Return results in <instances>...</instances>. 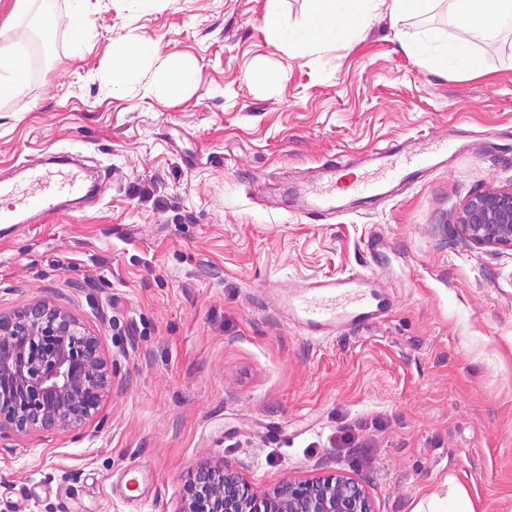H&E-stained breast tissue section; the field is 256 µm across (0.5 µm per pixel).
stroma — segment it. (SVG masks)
Masks as SVG:
<instances>
[{
  "instance_id": "obj_1",
  "label": "stroma",
  "mask_w": 512,
  "mask_h": 512,
  "mask_svg": "<svg viewBox=\"0 0 512 512\" xmlns=\"http://www.w3.org/2000/svg\"><path fill=\"white\" fill-rule=\"evenodd\" d=\"M14 2L0 47L30 70L0 101V172L71 153L100 180L81 209L0 234V309L51 298L117 364L103 422L0 458V512H175L188 474L219 459L259 492L342 469L376 512H414L452 476L474 512H512V251L463 246L455 224L470 196L512 184V40L478 43L483 71L459 81L403 47L447 43L442 10L291 58L266 0H87L83 58L62 22L40 62L33 12L6 21ZM133 34L196 61L186 97L102 94ZM435 132L456 151L390 197L300 215L327 160ZM348 273L374 275L386 310L300 334L289 286ZM137 464L148 489L131 500Z\"/></svg>"
}]
</instances>
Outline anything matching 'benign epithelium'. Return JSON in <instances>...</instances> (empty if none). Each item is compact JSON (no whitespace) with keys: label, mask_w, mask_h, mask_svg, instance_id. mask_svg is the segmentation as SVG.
Segmentation results:
<instances>
[{"label":"benign epithelium","mask_w":512,"mask_h":512,"mask_svg":"<svg viewBox=\"0 0 512 512\" xmlns=\"http://www.w3.org/2000/svg\"><path fill=\"white\" fill-rule=\"evenodd\" d=\"M456 225L467 247L512 250V185L470 197ZM101 337L43 297L0 312V449L36 433L82 434L112 390ZM175 512H376L366 487L334 470L285 478L259 495L224 461L192 470Z\"/></svg>","instance_id":"benign-epithelium-1"}]
</instances>
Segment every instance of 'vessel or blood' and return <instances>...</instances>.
I'll use <instances>...</instances> for the list:
<instances>
[{"mask_svg": "<svg viewBox=\"0 0 512 512\" xmlns=\"http://www.w3.org/2000/svg\"><path fill=\"white\" fill-rule=\"evenodd\" d=\"M448 149L447 134L428 135L377 149L373 171L349 177V161L337 159L325 166L323 177L312 186L306 216L319 220L335 215L340 195L368 200L381 197L384 187L409 179L433 158ZM25 182L0 176V223L31 224L43 222L57 212L60 200L78 198L84 192L79 171L65 170L53 175L30 166ZM367 277L324 278L298 283L288 298L294 320L307 334L326 336L341 327H350L377 318L384 310L379 294L369 289Z\"/></svg>", "mask_w": 512, "mask_h": 512, "instance_id": "b4317fda", "label": "vessel or blood"}]
</instances>
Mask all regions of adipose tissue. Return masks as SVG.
<instances>
[{
  "mask_svg": "<svg viewBox=\"0 0 512 512\" xmlns=\"http://www.w3.org/2000/svg\"><path fill=\"white\" fill-rule=\"evenodd\" d=\"M37 4L40 30L52 33L59 22H67L72 34V55L82 57L84 46L95 24L85 8V0H68L67 15H60L57 0H15L14 13L26 10L29 2ZM447 2L448 13L457 31L447 45L437 46L426 37L411 41L407 49L424 58L437 72L464 80L479 71L482 62L474 43L512 35V0H309V12L298 23L281 20V0H267L264 16L267 27L288 55L301 53L317 43L341 45L348 42L358 25L371 21L379 11H386L391 21L424 15ZM158 55L157 46L142 36H134L113 49L106 64L107 78L101 89L106 96L124 94L130 87L143 85L146 94L165 99L182 98L196 80L193 61L171 57L165 60L154 80L142 84L145 65Z\"/></svg>",
  "mask_w": 512,
  "mask_h": 512,
  "instance_id": "1",
  "label": "adipose tissue"
}]
</instances>
